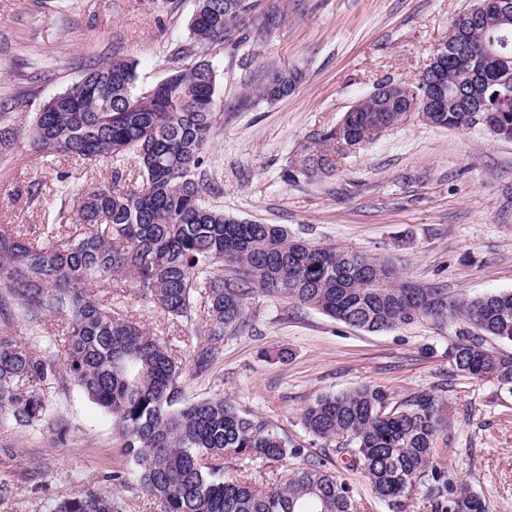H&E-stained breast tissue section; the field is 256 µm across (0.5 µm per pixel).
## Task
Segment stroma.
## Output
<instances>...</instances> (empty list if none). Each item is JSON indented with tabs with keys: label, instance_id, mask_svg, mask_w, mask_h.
I'll use <instances>...</instances> for the list:
<instances>
[{
	"label": "stroma",
	"instance_id": "stroma-1",
	"mask_svg": "<svg viewBox=\"0 0 512 512\" xmlns=\"http://www.w3.org/2000/svg\"><path fill=\"white\" fill-rule=\"evenodd\" d=\"M284 5L285 21L271 36L201 53L218 75L219 107L206 148L219 187L211 203L240 220L389 258L403 276L442 284L453 297L512 290V140L479 125L442 128L414 115L349 153L334 173L284 177L303 146L336 126L377 82L415 83L469 0ZM193 10L194 0H0V128L18 133L10 150H0L1 227L40 238L48 211L65 204L63 185L111 182L110 167L35 153L26 132L45 102L94 63H132L136 92L154 88L170 73L172 51L193 43ZM268 64L300 68L304 77L286 98L242 104V85L256 82ZM34 181L40 193L30 192ZM105 295L113 309L172 338L181 358L189 357L188 331L135 288L115 283ZM246 310L248 327L225 337L223 361L210 379L187 385L188 398L221 392L267 417L353 486L358 512H385L366 478L303 430L300 410L316 396L364 384L400 401L447 383L454 470L491 512H512V392L455 375L453 331L418 322L367 332L258 290ZM58 403L70 429L66 446L0 423V448L12 450L18 476L0 512H45L50 499L69 494L71 476L127 469L107 418L76 392ZM38 466L57 476L43 492L25 477Z\"/></svg>",
	"mask_w": 512,
	"mask_h": 512
}]
</instances>
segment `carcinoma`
I'll list each match as a JSON object with an SVG mask.
<instances>
[{
    "mask_svg": "<svg viewBox=\"0 0 512 512\" xmlns=\"http://www.w3.org/2000/svg\"><path fill=\"white\" fill-rule=\"evenodd\" d=\"M195 2V46L174 50L165 81L137 94L132 64L96 63L80 91L48 100L28 131L44 157L94 166L132 155L142 184L121 187L117 168L108 185L87 181L66 190L69 207L48 213L37 242L0 229V319L18 316L31 331L24 342L0 333V422L46 430L60 445L67 429L52 395L73 389L112 420L130 471L77 481L51 512H120L112 490L130 472L160 512H357L349 484L302 444L219 394L186 399L187 380L220 363L224 333L244 326L246 300L259 289L368 332L415 322L450 327L455 368L511 391L512 353L486 342L512 341V291L452 299L439 285L401 278L388 259L298 239L279 224L239 221L213 206L206 146L217 74L207 60L189 73L182 66L197 50L240 43L252 29L273 33L285 11L278 0L258 17L254 0ZM444 46L447 104L427 113L428 123L474 126L473 113L458 102L464 96L496 134L512 136V0H486L480 24L449 28ZM302 78L298 68L273 67L244 89L242 101L286 97ZM431 94L419 82L393 96L373 90L345 113L343 135L330 128L303 148L298 172H333L344 145L402 124ZM226 265L236 267L234 277H224ZM121 281L194 331L189 364L170 338L112 309L101 291ZM53 317L64 321L60 335L43 330ZM300 421L364 474L389 512H409L419 491L430 512H489L451 474L447 449L438 446L449 440L447 401L432 390L394 402L384 388L361 385L316 397ZM288 462L284 475L266 481V470ZM251 469L253 478L237 476Z\"/></svg>",
    "mask_w": 512,
    "mask_h": 512,
    "instance_id": "1",
    "label": "carcinoma"
}]
</instances>
